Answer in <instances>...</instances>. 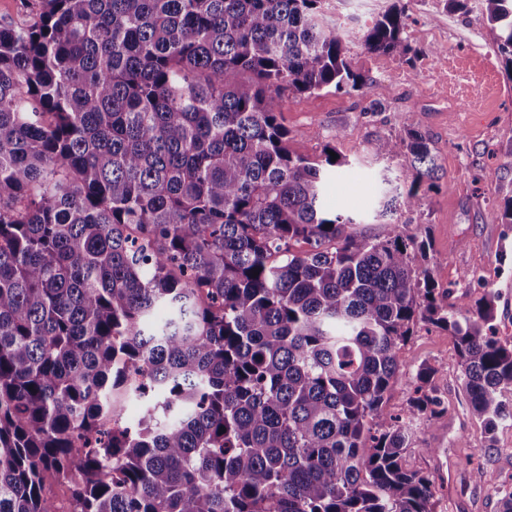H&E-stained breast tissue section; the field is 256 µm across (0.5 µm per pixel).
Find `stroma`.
I'll return each instance as SVG.
<instances>
[{"label":"stroma","mask_w":512,"mask_h":512,"mask_svg":"<svg viewBox=\"0 0 512 512\" xmlns=\"http://www.w3.org/2000/svg\"><path fill=\"white\" fill-rule=\"evenodd\" d=\"M396 5L405 10L409 52H367L366 28ZM321 10L343 29L352 68L369 83L283 97L280 120L291 149L317 159L325 145L335 147L346 163L332 174L325 206L375 234L381 197L399 187L404 158H378L372 146L383 137H404L406 114L417 113L438 157L439 180L423 190L419 206L399 210L393 220L404 234L429 238L428 264L447 288L449 305L464 293L473 302L494 298L497 336L511 346L512 224L500 213L512 199V71L497 30L480 0H467L460 11L450 10L448 0H322ZM423 366L437 368L444 408L413 423L405 467L432 480L434 512H498L501 491H512V422L490 433L471 414L448 331L418 322L402 348L400 378L386 396L385 413L406 416ZM477 467L487 471L488 482L473 480Z\"/></svg>","instance_id":"1"}]
</instances>
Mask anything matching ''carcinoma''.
I'll return each mask as SVG.
<instances>
[{"label": "carcinoma", "mask_w": 512, "mask_h": 512, "mask_svg": "<svg viewBox=\"0 0 512 512\" xmlns=\"http://www.w3.org/2000/svg\"><path fill=\"white\" fill-rule=\"evenodd\" d=\"M320 2L24 0L0 24V512H57L49 475L71 512H433L383 413L419 319L455 337L472 414L512 420L491 302L448 308L428 238L329 213L345 161L288 147L275 99L364 85ZM483 2L512 68V0ZM404 15L366 50L406 53ZM405 125L373 146L406 158L382 218L438 180ZM437 374L411 415L438 414Z\"/></svg>", "instance_id": "carcinoma-1"}]
</instances>
